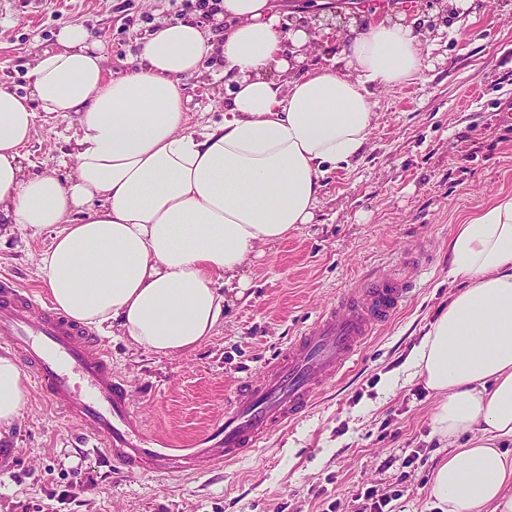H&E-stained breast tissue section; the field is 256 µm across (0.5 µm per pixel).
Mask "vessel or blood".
Returning a JSON list of instances; mask_svg holds the SVG:
<instances>
[{
	"instance_id": "vessel-or-blood-1",
	"label": "vessel or blood",
	"mask_w": 512,
	"mask_h": 512,
	"mask_svg": "<svg viewBox=\"0 0 512 512\" xmlns=\"http://www.w3.org/2000/svg\"><path fill=\"white\" fill-rule=\"evenodd\" d=\"M410 283L378 276L325 310L290 339L260 378L236 385L224 416L189 452L148 435L128 385L112 371V353L33 290L0 281V344L20 358L44 402L86 431L98 451L127 473H168L203 462H233L260 448L275 428L312 407L369 336L405 301Z\"/></svg>"
}]
</instances>
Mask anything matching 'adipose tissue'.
Masks as SVG:
<instances>
[{
  "mask_svg": "<svg viewBox=\"0 0 512 512\" xmlns=\"http://www.w3.org/2000/svg\"><path fill=\"white\" fill-rule=\"evenodd\" d=\"M215 21L159 23L139 63L107 75L104 46L62 28L37 55L31 88L0 84V225L54 229L39 264L52 303L84 325L171 356L213 336L228 297H241L260 246L311 223L325 174L356 159L370 134L369 89L420 78L411 26L380 21L344 37L347 73L291 74L276 0H221ZM211 74L224 116L188 117L186 79ZM77 123L70 176L28 174L22 149L38 115ZM463 281L406 360L438 397L435 432L466 447L434 471L440 512H512V196L493 201L448 241ZM28 398L17 361L0 354V429Z\"/></svg>",
  "mask_w": 512,
  "mask_h": 512,
  "instance_id": "ef3b65f1",
  "label": "adipose tissue"
}]
</instances>
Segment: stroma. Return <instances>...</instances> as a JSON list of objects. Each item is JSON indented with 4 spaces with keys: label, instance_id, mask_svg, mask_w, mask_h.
I'll return each mask as SVG.
<instances>
[{
    "label": "stroma",
    "instance_id": "1",
    "mask_svg": "<svg viewBox=\"0 0 512 512\" xmlns=\"http://www.w3.org/2000/svg\"><path fill=\"white\" fill-rule=\"evenodd\" d=\"M203 0H0V82L30 87L33 59L57 47L61 28L85 25L105 45L110 72L134 66L139 44L163 20L210 18ZM424 43L420 79L372 90L364 151L332 170L315 219L261 248L243 299L192 352L157 356L102 333L112 368L129 386L148 434L186 442L224 413L238 379L258 374L289 339L365 277L399 269L407 303L318 394L248 459L193 472L131 477L96 455L76 424L37 391L0 435V512H359L358 489L404 481L392 512H438L430 496L451 441L436 434V396L401 367L455 293L448 238L494 198L512 195V0H471L448 12ZM189 123L218 120L223 85L187 80ZM76 122L38 120L24 147L30 172L67 177ZM50 232L0 234V277L47 295L38 268ZM419 457L408 476L387 459Z\"/></svg>",
    "mask_w": 512,
    "mask_h": 512
}]
</instances>
